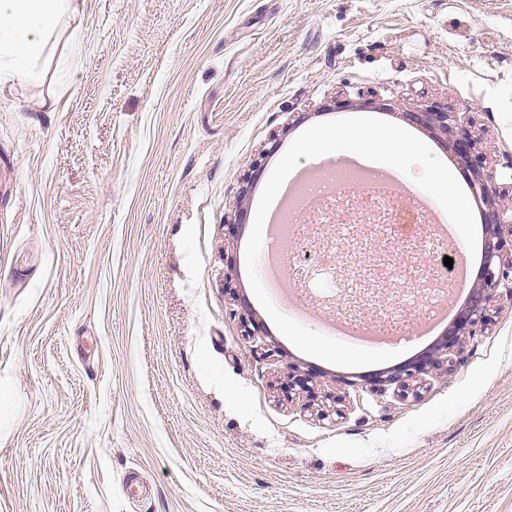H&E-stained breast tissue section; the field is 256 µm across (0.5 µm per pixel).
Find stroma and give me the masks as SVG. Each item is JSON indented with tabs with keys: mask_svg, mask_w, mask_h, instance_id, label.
<instances>
[{
	"mask_svg": "<svg viewBox=\"0 0 512 512\" xmlns=\"http://www.w3.org/2000/svg\"><path fill=\"white\" fill-rule=\"evenodd\" d=\"M428 102L512 201V0H85L42 81L0 84V512H512V295L401 389L264 309L243 335L224 288L253 295L250 230L226 224L297 115L399 125ZM332 245L307 315L291 278L264 282L324 335L351 262ZM387 302L407 329L381 349L435 342L414 329L427 285ZM314 367L311 392L279 391ZM266 155H260L250 165L248 173L244 175L242 179V185L240 187L237 207L232 215L229 224L230 229L234 231L245 225L249 219V196L254 186L257 185L260 180L265 168Z\"/></svg>",
	"mask_w": 512,
	"mask_h": 512,
	"instance_id": "obj_1",
	"label": "stroma"
}]
</instances>
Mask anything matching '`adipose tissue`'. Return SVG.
<instances>
[{
    "instance_id": "1",
    "label": "adipose tissue",
    "mask_w": 512,
    "mask_h": 512,
    "mask_svg": "<svg viewBox=\"0 0 512 512\" xmlns=\"http://www.w3.org/2000/svg\"><path fill=\"white\" fill-rule=\"evenodd\" d=\"M81 10L80 0H0V81H41L45 50Z\"/></svg>"
}]
</instances>
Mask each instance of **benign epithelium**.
I'll return each instance as SVG.
<instances>
[{
	"instance_id": "1",
	"label": "benign epithelium",
	"mask_w": 512,
	"mask_h": 512,
	"mask_svg": "<svg viewBox=\"0 0 512 512\" xmlns=\"http://www.w3.org/2000/svg\"><path fill=\"white\" fill-rule=\"evenodd\" d=\"M401 116L407 121L420 126L429 132L441 135L450 142V152L454 154L457 163L473 173L470 186L485 206L487 235L483 248V263L469 290L465 305L460 309L453 325L441 337L440 349L427 350L411 361L390 371L378 373L373 381L405 388L411 381H417L433 370H439L448 362V354L461 346L463 338L471 336L476 328L485 327L490 322V311L493 299L498 290L503 288L512 296V280L502 270L508 265L512 267V256H508L503 227H509L512 233V221L505 222L504 218L512 213V206L503 204L500 197L490 191L479 171L482 168L484 156L477 141L470 132L456 126L454 116L438 104H427L414 111L403 112ZM268 152H263L250 165L248 173L242 179L237 207L228 224L230 229L237 230L249 219V196L254 186L260 180ZM224 288L229 291L234 304L240 306L243 332L250 336L256 330L251 310L245 296L231 285V279H226Z\"/></svg>"
}]
</instances>
